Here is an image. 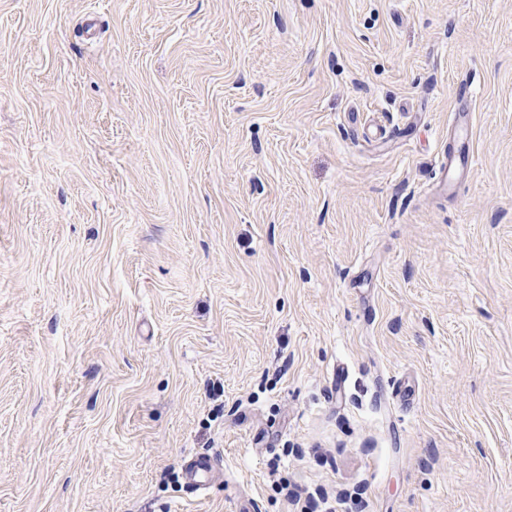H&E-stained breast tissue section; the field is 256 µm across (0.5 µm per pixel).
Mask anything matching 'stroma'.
<instances>
[{"label":"stroma","mask_w":512,"mask_h":512,"mask_svg":"<svg viewBox=\"0 0 512 512\" xmlns=\"http://www.w3.org/2000/svg\"><path fill=\"white\" fill-rule=\"evenodd\" d=\"M0 512H512V0H0ZM210 470V460L204 456H196L190 460L185 473L190 484L196 487H202L209 479Z\"/></svg>","instance_id":"35a3bbf8"}]
</instances>
